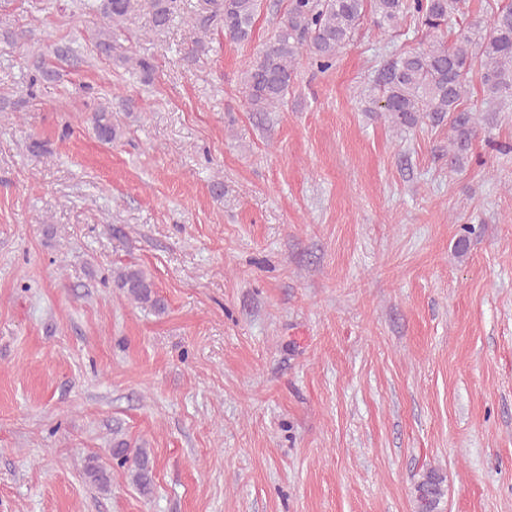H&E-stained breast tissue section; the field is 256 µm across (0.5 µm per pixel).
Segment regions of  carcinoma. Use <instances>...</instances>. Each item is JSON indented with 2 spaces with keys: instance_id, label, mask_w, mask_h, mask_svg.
<instances>
[{
  "instance_id": "1",
  "label": "carcinoma",
  "mask_w": 512,
  "mask_h": 512,
  "mask_svg": "<svg viewBox=\"0 0 512 512\" xmlns=\"http://www.w3.org/2000/svg\"><path fill=\"white\" fill-rule=\"evenodd\" d=\"M99 14L105 29L98 30L95 48L102 55L115 50L113 35L141 0H82ZM152 31L165 29L181 10V0H146ZM210 14L195 18L199 32L207 34L215 18L224 24V36L236 42L251 38L260 0H206ZM465 0H291L287 19L278 26L269 44L249 62L242 73L247 105L252 112H273L285 103L299 60L305 58L321 70L329 69L336 56L353 39L371 13L377 28L389 31L408 17L421 22L435 40L425 47L404 52L387 61L376 82L380 96L370 99L368 112H383L397 127L423 122L448 121V165L465 166L479 125L481 108L467 103L470 75L478 70L482 103L491 108L512 98V2L497 7L487 27L478 24L458 30L446 43L438 33L461 12ZM97 138L114 143L121 138L112 112L103 108L89 117ZM112 284L127 299L156 313L165 311L164 300L148 273L137 265L112 271ZM112 462L127 472L143 497L154 492V460L150 450L134 448L120 430H112ZM84 475L106 491L110 479L94 457L86 460ZM444 477L429 469L415 486L416 512H440Z\"/></svg>"
}]
</instances>
